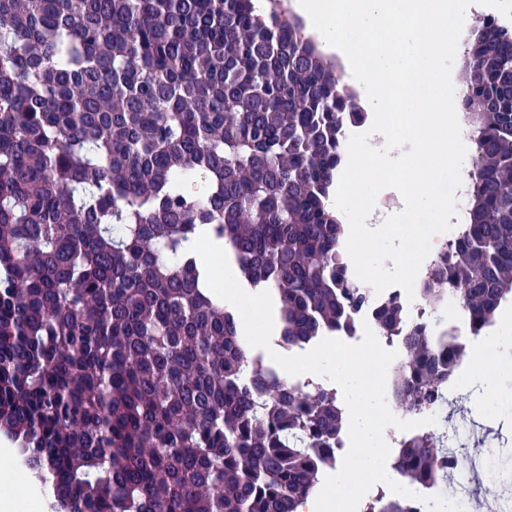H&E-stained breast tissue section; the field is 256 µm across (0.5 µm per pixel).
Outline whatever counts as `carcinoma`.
Segmentation results:
<instances>
[{
	"mask_svg": "<svg viewBox=\"0 0 512 512\" xmlns=\"http://www.w3.org/2000/svg\"><path fill=\"white\" fill-rule=\"evenodd\" d=\"M471 36L469 221L423 281L479 336L512 303V29ZM349 108L302 24L253 0H0V431L70 512H297L336 467V388L253 354L189 248L271 288L284 344L353 334ZM372 319L407 333L393 401L438 402L462 343L397 300ZM392 469L446 479L440 437Z\"/></svg>",
	"mask_w": 512,
	"mask_h": 512,
	"instance_id": "carcinoma-1",
	"label": "carcinoma"
}]
</instances>
